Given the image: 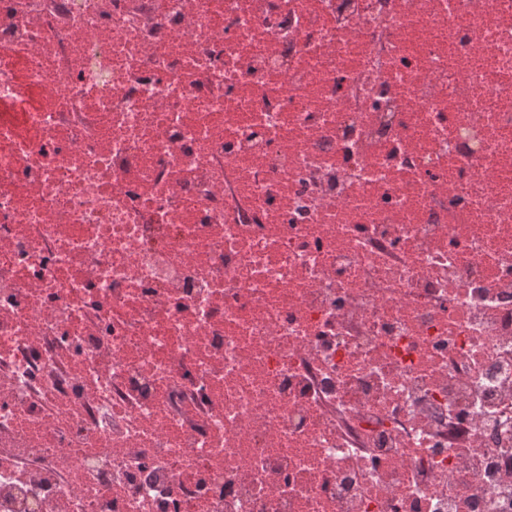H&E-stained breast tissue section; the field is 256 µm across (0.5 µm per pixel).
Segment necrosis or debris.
Returning <instances> with one entry per match:
<instances>
[{
	"label": "necrosis or debris",
	"mask_w": 512,
	"mask_h": 512,
	"mask_svg": "<svg viewBox=\"0 0 512 512\" xmlns=\"http://www.w3.org/2000/svg\"><path fill=\"white\" fill-rule=\"evenodd\" d=\"M0 512H512V0H0Z\"/></svg>",
	"instance_id": "obj_1"
}]
</instances>
